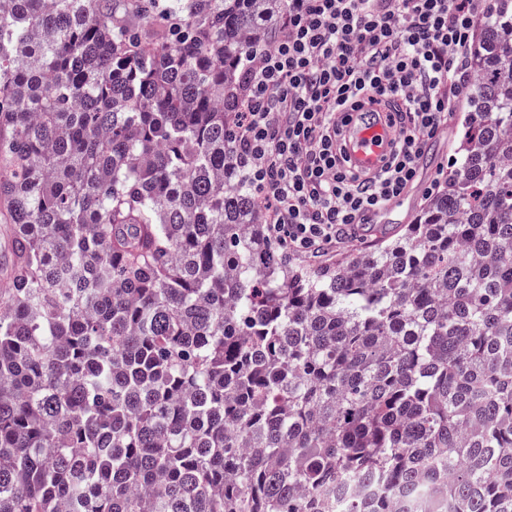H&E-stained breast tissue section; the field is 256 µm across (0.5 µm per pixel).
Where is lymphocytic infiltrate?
I'll return each mask as SVG.
<instances>
[{"label":"lymphocytic infiltrate","mask_w":512,"mask_h":512,"mask_svg":"<svg viewBox=\"0 0 512 512\" xmlns=\"http://www.w3.org/2000/svg\"><path fill=\"white\" fill-rule=\"evenodd\" d=\"M483 2L289 0L277 44L249 72L237 125L282 248L335 244L415 184L428 139L465 87L462 53ZM367 106L396 133L372 177L346 149V129Z\"/></svg>","instance_id":"lymphocytic-infiltrate-1"}]
</instances>
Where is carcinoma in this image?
I'll list each match as a JSON object with an SVG mask.
<instances>
[{"label":"carcinoma","mask_w":512,"mask_h":512,"mask_svg":"<svg viewBox=\"0 0 512 512\" xmlns=\"http://www.w3.org/2000/svg\"><path fill=\"white\" fill-rule=\"evenodd\" d=\"M288 0H0V512H512V0L420 218L288 263L237 146Z\"/></svg>","instance_id":"1"}]
</instances>
